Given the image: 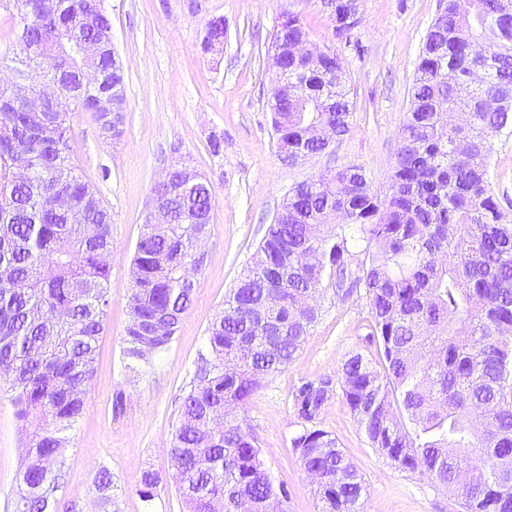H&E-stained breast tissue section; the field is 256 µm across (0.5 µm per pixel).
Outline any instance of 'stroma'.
<instances>
[{
  "instance_id": "1",
  "label": "stroma",
  "mask_w": 512,
  "mask_h": 512,
  "mask_svg": "<svg viewBox=\"0 0 512 512\" xmlns=\"http://www.w3.org/2000/svg\"><path fill=\"white\" fill-rule=\"evenodd\" d=\"M112 41L126 74V122L120 139L105 140L84 113L72 118L74 163L112 215V253L106 328L83 417L58 460L65 474L60 496L74 512H101L93 480L112 473L119 512H183L168 455L180 399L206 330L255 252L285 193L340 165L361 166L386 190L410 110V88L425 36L443 0H358L359 25L349 41L334 35L321 0H105ZM301 17L308 48L331 50L343 61L355 109L347 136L326 152L292 166L276 155L267 108L271 35L283 13ZM223 18L220 51L203 50L207 23ZM220 153H212V140ZM187 161L210 181L211 224L196 274L195 297L175 341L143 378L123 364L131 259L151 190L163 169ZM320 316L295 360L268 378L236 412L261 443L274 483L288 490L286 512H318L310 480L291 447L299 428L291 392L301 381L335 375L344 356L363 346L368 305L357 294L339 301L332 288L319 296ZM124 409L113 414L115 394ZM365 479L363 512H462L458 499L418 472L404 471L371 448L341 398L320 419ZM26 424L8 388L0 389V512H14ZM160 478L152 501L139 495L143 471Z\"/></svg>"
}]
</instances>
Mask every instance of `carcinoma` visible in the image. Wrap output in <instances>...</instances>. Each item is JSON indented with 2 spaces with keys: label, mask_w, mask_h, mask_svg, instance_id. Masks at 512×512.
I'll return each mask as SVG.
<instances>
[{
  "label": "carcinoma",
  "mask_w": 512,
  "mask_h": 512,
  "mask_svg": "<svg viewBox=\"0 0 512 512\" xmlns=\"http://www.w3.org/2000/svg\"><path fill=\"white\" fill-rule=\"evenodd\" d=\"M276 28L272 46L304 30L299 16ZM94 0H26L13 45L0 67L19 61V77L52 80L73 111L87 113L106 139L123 134L125 71ZM71 39L101 43L98 65L112 72L118 112L94 111L84 63L58 58ZM497 45L483 57V44ZM487 67L480 85L467 82ZM307 110L279 98L272 113L278 159L292 166L322 141L349 132L354 101L341 58L328 52L308 67ZM388 189L380 194L356 165L300 182L268 225L251 262L207 328L204 350L180 406L169 455L186 512H269L288 498L271 480L251 427L236 417L213 430L224 406L244 405L281 372L318 320L312 295L325 286L345 301L366 296L367 342L377 359L349 352L336 377L306 380L292 392L300 428L291 438L304 469L316 473L319 512H360L363 477L338 440L320 427L337 395L368 443L398 468L426 475L461 500L463 512H512V219L490 187L494 140L512 127V0H446L432 23L410 90ZM70 115L0 109V379L14 392L18 416L38 420L26 432L16 512H51L63 475L53 469L81 419L108 305L112 218L72 162ZM33 153L63 178L36 188L18 183L13 160ZM164 188L173 224H144L132 260L125 368L144 375L176 338L199 272L196 249L208 236L209 180L178 195L177 170ZM66 194L67 210L54 206ZM363 256L358 270L353 259ZM159 477L142 474L149 502ZM94 487L112 505V474Z\"/></svg>",
  "instance_id": "cac0c4a2"
}]
</instances>
